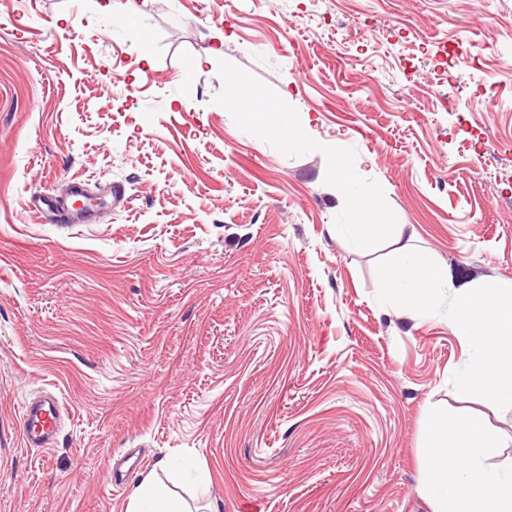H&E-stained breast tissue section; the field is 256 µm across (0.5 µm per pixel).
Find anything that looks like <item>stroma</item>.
I'll return each instance as SVG.
<instances>
[{
	"mask_svg": "<svg viewBox=\"0 0 512 512\" xmlns=\"http://www.w3.org/2000/svg\"><path fill=\"white\" fill-rule=\"evenodd\" d=\"M126 1L0 0V512H128L162 459L189 512H432L427 426L459 414L512 467V408L450 383V319L376 298L405 249L451 296L512 277V0H131L130 26ZM272 106L301 139L265 133ZM331 142L401 242H351ZM72 179L130 201L39 223ZM30 209L44 224H81L83 215L89 211L63 203L57 197L32 199ZM61 408L58 398L52 396L27 404L22 422V438L26 444L45 448L54 443Z\"/></svg>",
	"mask_w": 512,
	"mask_h": 512,
	"instance_id": "stroma-1",
	"label": "stroma"
}]
</instances>
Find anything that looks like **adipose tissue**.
I'll list each match as a JSON object with an SVG mask.
<instances>
[{"instance_id":"adipose-tissue-1","label":"adipose tissue","mask_w":512,"mask_h":512,"mask_svg":"<svg viewBox=\"0 0 512 512\" xmlns=\"http://www.w3.org/2000/svg\"><path fill=\"white\" fill-rule=\"evenodd\" d=\"M325 154L336 173V190L347 202L364 200V223L348 225L350 237L370 244L381 230L374 224L379 199L376 188L351 185L340 146L328 145ZM432 449L421 477V493L437 512H512V471L489 470L485 462L497 452L495 439L484 436L471 418L458 415L445 424L430 427Z\"/></svg>"}]
</instances>
